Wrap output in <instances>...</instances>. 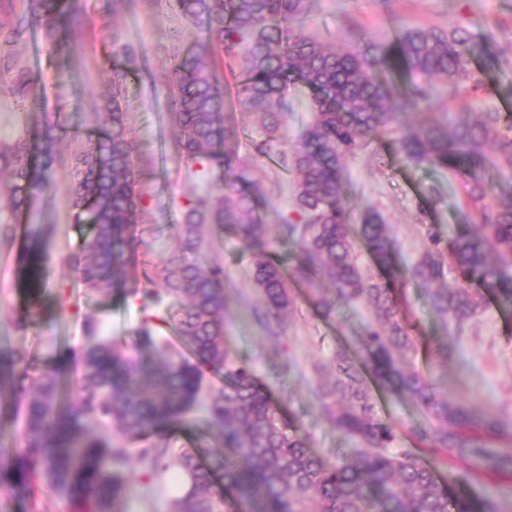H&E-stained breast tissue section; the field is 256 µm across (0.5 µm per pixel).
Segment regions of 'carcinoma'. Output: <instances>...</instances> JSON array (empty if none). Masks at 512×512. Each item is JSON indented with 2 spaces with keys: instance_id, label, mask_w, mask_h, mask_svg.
<instances>
[{
  "instance_id": "obj_1",
  "label": "carcinoma",
  "mask_w": 512,
  "mask_h": 512,
  "mask_svg": "<svg viewBox=\"0 0 512 512\" xmlns=\"http://www.w3.org/2000/svg\"><path fill=\"white\" fill-rule=\"evenodd\" d=\"M311 2L168 0L205 33L171 67L169 115L181 128L178 152L186 161L220 159L226 173L239 163V132L225 122L222 82L204 64L214 49L230 60L240 58L234 94L259 114L260 155L279 141L288 86L301 83L310 90L312 119L292 157L298 219L273 226L259 218V179L246 189H229L211 205L199 200L178 225L180 250L156 268L158 287L141 291L145 315L132 348L98 335V324L87 320V344L74 376L37 354L0 352V424L17 427L23 442L17 451L0 433L1 496L27 500L30 512H46L35 491L39 479L54 494L94 512H124L134 486L151 501L165 483L176 481L187 489L169 500V512H251L257 501L266 512H493L489 500L465 488L450 492L438 467L460 462L474 472L511 476L512 454L495 444L499 423L448 405L434 384L401 368L397 357L414 349L398 318L401 295L393 280L367 278L356 262L359 243L383 269L396 265L397 250L378 214L368 212L361 224H350L341 181L345 156L384 133L396 135L393 143L404 155L464 176L477 222L460 225L448 251L429 227L427 248L411 276L437 281L449 257L464 281L511 309L512 186L499 194L485 181L484 169L495 162L482 147L494 141L512 165V113L396 125L400 112L438 108V81L466 82L470 95L478 96L484 84L471 64L492 59L491 37L476 39L461 26H411L397 17L391 41L330 51L311 37L287 34L288 24L301 22ZM77 12L74 0H30L18 25L35 20L54 28ZM113 88L112 99L96 113L101 132L88 140L71 186L76 222L92 231L79 253L64 258L94 296L126 293L128 269L138 264L139 241L130 227L139 220L143 196L136 189L127 112L119 85ZM6 162L12 167L6 184L12 211L50 188V150L33 164L27 143H19ZM226 231L240 235L253 252L265 316L277 319L294 306L288 280L317 278L331 281L339 299L361 300L375 314L361 340L364 363H356L348 349L338 350L335 380L318 393L329 422L358 442L354 454L333 468L310 451L300 428L224 345L222 268L182 257ZM275 231L299 248L290 270L268 255ZM429 300L446 333L457 338L483 296L457 288L432 292ZM163 326L175 337L161 335ZM371 381L419 409L423 424L410 430L417 447H394L399 428L377 417ZM198 409L221 441L206 461L192 448L170 447L165 437ZM428 442L433 463L419 455L418 446Z\"/></svg>"
}]
</instances>
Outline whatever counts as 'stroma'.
<instances>
[{"label": "stroma", "mask_w": 512, "mask_h": 512, "mask_svg": "<svg viewBox=\"0 0 512 512\" xmlns=\"http://www.w3.org/2000/svg\"><path fill=\"white\" fill-rule=\"evenodd\" d=\"M78 9L83 18L79 29L63 26L49 34L38 24L15 28L22 0H0V26L14 31L9 70L0 71V154L32 142L35 132L47 127L58 137L52 189L18 213L0 198V220L17 227L14 240L0 241V350L37 353L71 367L86 343L85 319L98 320L104 334L128 343L143 316L136 298L86 295L77 271L61 262L79 251L89 232L75 220L69 186L93 136L95 114L113 87H120L129 114L137 187L143 195L134 229L141 241L139 265L129 287H149L155 264L178 244L176 226L183 223L190 202L220 193L218 169L202 179L187 177L174 151L180 129L169 118L171 66L202 39V30L167 0H79ZM395 16L422 27L462 26L478 38L492 34L498 61L482 75L486 90L474 110L512 112V0H313L304 31L330 48L350 49L391 37ZM209 63L225 85L223 112L240 130L242 163L231 177L234 186L256 178L276 184V191L260 201L259 213L270 224L294 220L297 174L290 160L311 116L308 89L289 87L281 140L272 157L255 158L251 151L259 138L258 120L233 95L237 64L219 55ZM344 183L353 222H361L365 212H377L404 269L427 247L428 227L448 243L474 215L463 176L414 162L397 152L385 134L346 157ZM36 226L47 237L40 257L42 311L21 327L16 318L27 297L17 283L18 261ZM201 255L224 271L226 345L253 369L284 413L297 419L314 454L335 465L354 443L325 418L316 392L333 375L338 349L358 351L359 337L374 320L372 310L360 301L338 300L333 312L322 316L308 304L304 286L296 284L291 288L295 311L266 325L255 314L263 294L253 282V256L242 238L225 233ZM396 286L404 296L400 314L416 346L406 359L408 368L434 382L449 402L494 415L502 429L498 443L512 453V318L488 302L455 339L444 331L418 283L401 276ZM374 399L380 419L402 424L398 447H411L409 429L420 419L414 405L383 391L375 392Z\"/></svg>", "instance_id": "1"}]
</instances>
